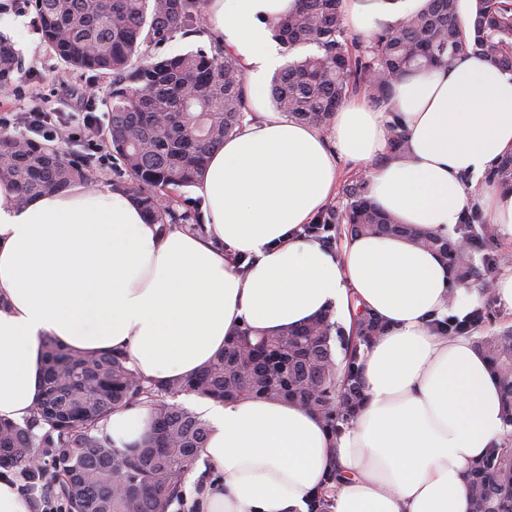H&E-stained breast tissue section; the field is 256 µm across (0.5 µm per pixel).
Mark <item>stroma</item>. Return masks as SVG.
Here are the masks:
<instances>
[{
	"label": "stroma",
	"instance_id": "stroma-1",
	"mask_svg": "<svg viewBox=\"0 0 512 512\" xmlns=\"http://www.w3.org/2000/svg\"><path fill=\"white\" fill-rule=\"evenodd\" d=\"M35 13L22 8L18 0H0V36L12 41L21 67L5 92H0V118H10V133H23V112L39 105L51 118L77 122L80 107L68 88L94 90L97 99L92 107L99 120H106L109 110V77L88 71L64 68L50 52L36 25Z\"/></svg>",
	"mask_w": 512,
	"mask_h": 512
}]
</instances>
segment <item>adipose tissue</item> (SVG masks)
Wrapping results in <instances>:
<instances>
[{
	"instance_id": "adipose-tissue-1",
	"label": "adipose tissue",
	"mask_w": 512,
	"mask_h": 512,
	"mask_svg": "<svg viewBox=\"0 0 512 512\" xmlns=\"http://www.w3.org/2000/svg\"><path fill=\"white\" fill-rule=\"evenodd\" d=\"M296 0H207V35L239 58L249 116L213 151L197 185L198 231H161L131 195L83 185L14 203L0 184V418L23 422L40 397L41 351L124 350L145 377H188L230 336L294 328L350 299L383 319L361 345L365 395L330 434L284 400L193 397L210 425L200 459L221 479L202 512H470L467 471L504 430L487 362L437 320L477 299L441 256L402 236L346 237L340 252L300 236L335 194L340 162L369 169L373 199L399 223L448 235L480 200L512 239V192L481 176L512 153V73L470 58L394 86L389 104L356 96L328 129L266 109L279 64L270 24ZM426 0H343L348 27L388 29ZM405 155L387 152L390 122ZM152 427L146 408L113 410L116 448Z\"/></svg>"
}]
</instances>
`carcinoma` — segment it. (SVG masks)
Wrapping results in <instances>:
<instances>
[{
	"mask_svg": "<svg viewBox=\"0 0 512 512\" xmlns=\"http://www.w3.org/2000/svg\"><path fill=\"white\" fill-rule=\"evenodd\" d=\"M34 6L44 42L74 70L112 77L111 109L104 143L119 170L112 190L128 193L154 224L167 229L186 222L179 212L184 189L203 176L210 150L235 134L245 118V77L238 58L211 43L158 57L151 47L179 35L206 33L199 19L204 0H27ZM275 38L290 51L312 45L316 52L288 63L273 79L277 111L322 130L334 112L361 89L374 103L388 104L394 84L414 71L478 58L512 72V0H427L396 27L362 40L348 34L342 0H296L273 24ZM19 69L18 55L0 38V84ZM388 150L404 152L405 133L388 128ZM96 153L79 155L8 132L0 133V182L15 190L22 205L90 181ZM485 182L512 189V154L497 160ZM345 205L329 207L320 224H344L350 234L405 235L437 251L453 279L483 281L471 250L450 237L419 234L383 213L369 197L368 179L342 186ZM475 245L497 237L491 217L472 211L459 228ZM336 324L329 314L296 328L252 337L247 330L229 339L224 351L187 379L159 382L129 366L125 351L89 354L52 340L43 350L40 398L24 423L0 419V468L22 477L38 448L55 449L50 468L32 473L62 503L64 512H170L184 501V479L205 447L208 426L172 402L181 394L216 400L254 396L296 403L321 416L336 435L364 401L358 375L359 344L383 333L384 323L360 310L349 334H339L343 358L331 342ZM474 346L489 362L504 397V422L512 427V326L479 334ZM270 351L249 374L241 360ZM344 398L336 409V397ZM143 405L153 419L137 450L113 446L103 422L120 406ZM471 512H512V433L505 432L486 458L467 475Z\"/></svg>",
	"mask_w": 512,
	"mask_h": 512,
	"instance_id": "cac0c4a2",
	"label": "carcinoma"
}]
</instances>
